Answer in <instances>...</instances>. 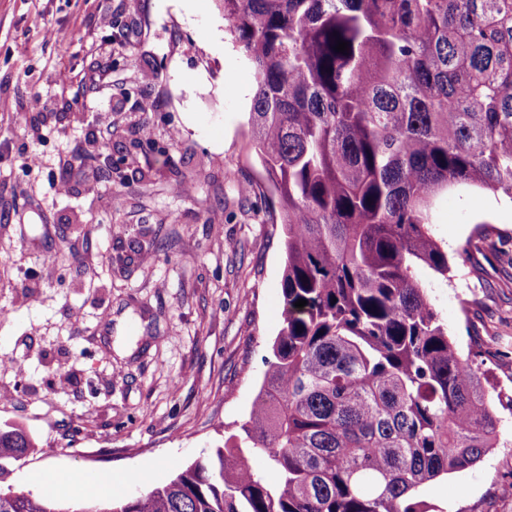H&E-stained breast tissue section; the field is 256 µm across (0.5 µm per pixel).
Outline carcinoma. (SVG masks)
<instances>
[{"instance_id":"obj_1","label":"carcinoma","mask_w":512,"mask_h":512,"mask_svg":"<svg viewBox=\"0 0 512 512\" xmlns=\"http://www.w3.org/2000/svg\"><path fill=\"white\" fill-rule=\"evenodd\" d=\"M218 2L282 206L283 322L249 419L145 495L70 510L9 486L0 512H434L430 488L500 444L480 364L413 272L448 277L441 194L512 200V0ZM33 447L0 428V480Z\"/></svg>"}]
</instances>
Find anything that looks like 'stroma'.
Returning a JSON list of instances; mask_svg holds the SVG:
<instances>
[{
	"label": "stroma",
	"instance_id": "obj_1",
	"mask_svg": "<svg viewBox=\"0 0 512 512\" xmlns=\"http://www.w3.org/2000/svg\"><path fill=\"white\" fill-rule=\"evenodd\" d=\"M254 90L217 0H0V426L36 443L14 487L140 496L247 421L284 310ZM431 230L450 272L415 276L479 353L504 443L428 500L512 512V201L449 192Z\"/></svg>",
	"mask_w": 512,
	"mask_h": 512
}]
</instances>
